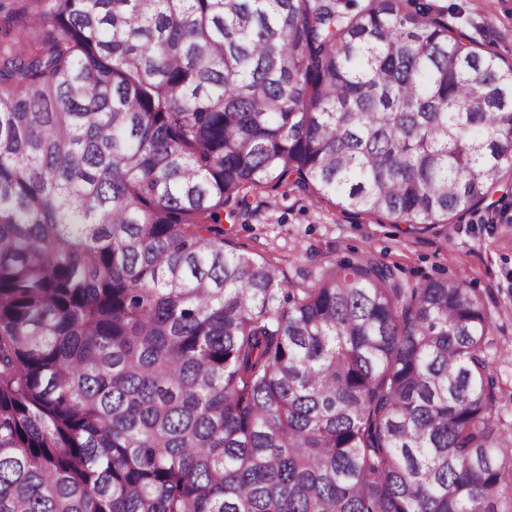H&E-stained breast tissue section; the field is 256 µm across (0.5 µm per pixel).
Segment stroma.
Returning <instances> with one entry per match:
<instances>
[{
	"label": "stroma",
	"mask_w": 512,
	"mask_h": 512,
	"mask_svg": "<svg viewBox=\"0 0 512 512\" xmlns=\"http://www.w3.org/2000/svg\"><path fill=\"white\" fill-rule=\"evenodd\" d=\"M438 2L483 51L512 62V0ZM249 201V216L225 225V238L240 250L273 257L291 281L313 283L323 268L363 255L387 263L409 286L464 279L491 316L493 368L504 391L496 422L502 435L512 434V192H496L490 204L454 215L445 229L347 214L288 188L259 190Z\"/></svg>",
	"instance_id": "35a3bbf8"
}]
</instances>
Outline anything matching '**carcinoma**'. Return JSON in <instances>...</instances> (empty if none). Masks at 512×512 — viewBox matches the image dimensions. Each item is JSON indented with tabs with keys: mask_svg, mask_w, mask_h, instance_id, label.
Segmentation results:
<instances>
[{
	"mask_svg": "<svg viewBox=\"0 0 512 512\" xmlns=\"http://www.w3.org/2000/svg\"><path fill=\"white\" fill-rule=\"evenodd\" d=\"M0 512H512L490 316L224 239L256 189L446 227L512 63L434 0H0Z\"/></svg>",
	"mask_w": 512,
	"mask_h": 512,
	"instance_id": "cac0c4a2",
	"label": "carcinoma"
}]
</instances>
